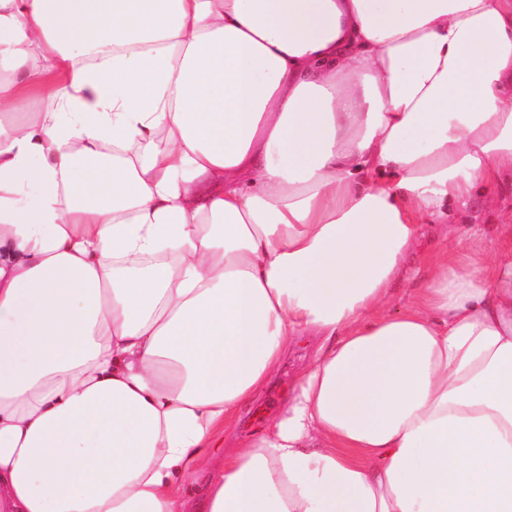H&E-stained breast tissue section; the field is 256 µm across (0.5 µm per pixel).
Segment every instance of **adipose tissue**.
<instances>
[{
  "label": "adipose tissue",
  "instance_id": "ef3b65f1",
  "mask_svg": "<svg viewBox=\"0 0 512 512\" xmlns=\"http://www.w3.org/2000/svg\"><path fill=\"white\" fill-rule=\"evenodd\" d=\"M505 171L512 0H0V512H512ZM496 203L487 206L481 197H475L467 207L448 206V222L425 217L422 231L405 258L401 276L392 284L393 308H405L421 286L423 265L441 247L454 243L463 229L477 232L469 241L473 248L492 251L498 242V224H511L512 173H502L494 185ZM419 271V273H417ZM320 341L308 336H291L288 351L281 360L279 369L264 390L255 400L244 407L235 419L225 425L211 444V454L215 461L223 462L234 443L242 437L259 431L280 411L297 377L313 362Z\"/></svg>",
  "mask_w": 512,
  "mask_h": 512
}]
</instances>
